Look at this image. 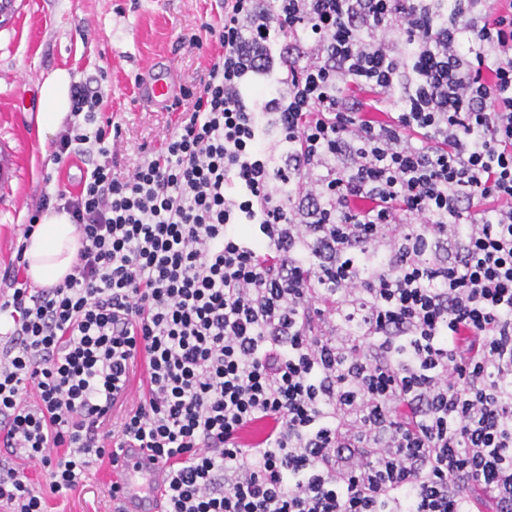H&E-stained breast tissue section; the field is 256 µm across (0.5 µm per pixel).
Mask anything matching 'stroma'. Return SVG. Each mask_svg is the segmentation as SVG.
Segmentation results:
<instances>
[{
	"mask_svg": "<svg viewBox=\"0 0 512 512\" xmlns=\"http://www.w3.org/2000/svg\"><path fill=\"white\" fill-rule=\"evenodd\" d=\"M223 19V0H15L12 17L0 23V143L17 163L14 178L0 185V271L43 193L52 186L77 192L92 167V155L78 151L56 163L55 137H39L37 78L63 68L74 84L98 92L101 111L121 128L117 159L128 169L159 146L176 118L140 98L144 64L172 67L177 88L197 86L216 50L204 26ZM47 173L52 183L44 182ZM111 471L109 461L93 464L65 497L51 494L46 471L31 475L48 512H116Z\"/></svg>",
	"mask_w": 512,
	"mask_h": 512,
	"instance_id": "35a3bbf8",
	"label": "stroma"
}]
</instances>
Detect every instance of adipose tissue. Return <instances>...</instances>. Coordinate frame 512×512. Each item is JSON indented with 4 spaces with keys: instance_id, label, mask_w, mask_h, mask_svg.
Returning a JSON list of instances; mask_svg holds the SVG:
<instances>
[{
    "instance_id": "obj_1",
    "label": "adipose tissue",
    "mask_w": 512,
    "mask_h": 512,
    "mask_svg": "<svg viewBox=\"0 0 512 512\" xmlns=\"http://www.w3.org/2000/svg\"><path fill=\"white\" fill-rule=\"evenodd\" d=\"M72 81L67 70L56 69L39 86L36 124L39 136L56 134L71 117ZM81 247L76 227L63 211L43 212L32 233L24 258L26 274L34 286L50 287L70 273Z\"/></svg>"
}]
</instances>
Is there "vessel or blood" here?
<instances>
[{"label": "vessel or blood", "mask_w": 512, "mask_h": 512, "mask_svg": "<svg viewBox=\"0 0 512 512\" xmlns=\"http://www.w3.org/2000/svg\"><path fill=\"white\" fill-rule=\"evenodd\" d=\"M174 77H157L143 84L139 93L152 102L167 105L174 101ZM123 482L121 504L123 512H163L160 492L169 478L162 461L151 458L139 448L122 449L115 463Z\"/></svg>", "instance_id": "b4317fda"}]
</instances>
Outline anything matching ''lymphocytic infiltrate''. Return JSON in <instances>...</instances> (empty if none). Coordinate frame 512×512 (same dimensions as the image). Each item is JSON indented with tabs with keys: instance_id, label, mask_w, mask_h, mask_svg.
<instances>
[{
	"instance_id": "1",
	"label": "lymphocytic infiltrate",
	"mask_w": 512,
	"mask_h": 512,
	"mask_svg": "<svg viewBox=\"0 0 512 512\" xmlns=\"http://www.w3.org/2000/svg\"><path fill=\"white\" fill-rule=\"evenodd\" d=\"M206 31V76L126 174L72 95L53 157L100 159L40 206L77 260L52 287L20 252L0 274V503L46 512L21 461L65 496L145 448L165 512H470L473 477L512 512V0H224Z\"/></svg>"
}]
</instances>
